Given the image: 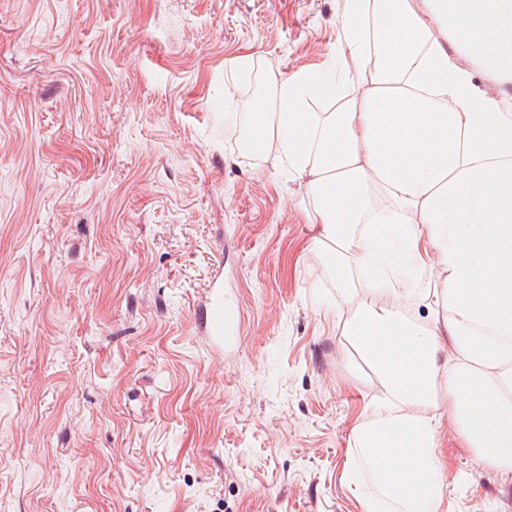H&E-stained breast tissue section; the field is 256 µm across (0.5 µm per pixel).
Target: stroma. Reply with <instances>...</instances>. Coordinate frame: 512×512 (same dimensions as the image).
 Wrapping results in <instances>:
<instances>
[{"label":"stroma","instance_id":"35a3bbf8","mask_svg":"<svg viewBox=\"0 0 512 512\" xmlns=\"http://www.w3.org/2000/svg\"><path fill=\"white\" fill-rule=\"evenodd\" d=\"M342 10L0 0V512H360L342 474L379 384L346 368L304 187L242 149ZM219 275L242 323L216 358ZM441 433L447 512H512V477ZM201 329L217 357L224 355V340L237 337L240 323L237 310L224 303V283L216 281L199 303Z\"/></svg>","mask_w":512,"mask_h":512}]
</instances>
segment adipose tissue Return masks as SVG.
I'll return each instance as SVG.
<instances>
[{"mask_svg": "<svg viewBox=\"0 0 512 512\" xmlns=\"http://www.w3.org/2000/svg\"><path fill=\"white\" fill-rule=\"evenodd\" d=\"M424 3L344 0L338 55L273 79L246 139L257 165L277 143L304 184L312 246L353 308L342 334L379 381L344 470L362 512H441L446 415L512 473V99L474 81L512 84V0Z\"/></svg>", "mask_w": 512, "mask_h": 512, "instance_id": "ef3b65f1", "label": "adipose tissue"}]
</instances>
